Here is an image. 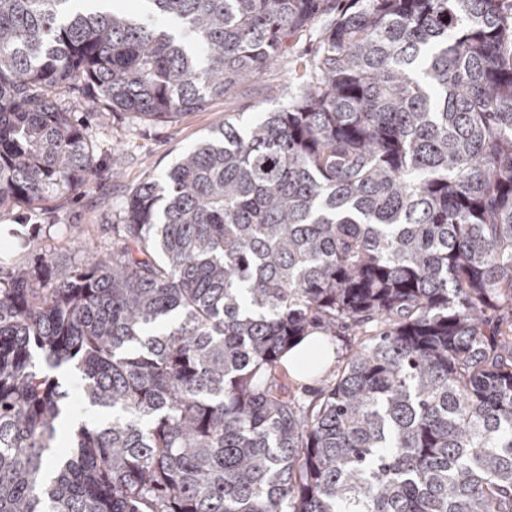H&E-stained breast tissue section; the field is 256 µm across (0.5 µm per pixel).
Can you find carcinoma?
Listing matches in <instances>:
<instances>
[{
    "label": "carcinoma",
    "mask_w": 512,
    "mask_h": 512,
    "mask_svg": "<svg viewBox=\"0 0 512 512\" xmlns=\"http://www.w3.org/2000/svg\"><path fill=\"white\" fill-rule=\"evenodd\" d=\"M80 2L0 0V206L93 173L86 89L166 121L316 36L112 251L0 281V512H512V0ZM342 325L322 391L282 396ZM70 363L112 418L67 423ZM329 339L335 348L328 343L319 346L316 336H308L299 345L288 351L283 360V365L288 373L293 376L299 375L298 371L302 365H323L331 361L323 369L326 371L336 370L341 365V360L347 353L349 346L355 342L354 331L352 329L339 328L336 329V336L329 337ZM333 355L334 359L332 360ZM288 373L281 364L279 368L280 383L283 391L288 396L295 395L298 398L308 399L323 387V382L318 377L310 379L305 383L294 379Z\"/></svg>",
    "instance_id": "1"
}]
</instances>
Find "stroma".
Masks as SVG:
<instances>
[{"mask_svg":"<svg viewBox=\"0 0 512 512\" xmlns=\"http://www.w3.org/2000/svg\"><path fill=\"white\" fill-rule=\"evenodd\" d=\"M312 39L307 31L290 37L278 64L259 78L231 89L203 110L169 122L139 121L119 112L88 116V102L97 96L96 91H89L88 101L77 105L74 112L88 117L86 125L96 143V170L75 192H51L39 203L0 209V278L36 270L46 262L81 265L84 254L67 245L73 236L99 249H110L122 230L128 194L145 179L161 177L224 120L242 127L282 106L296 87L295 61L305 55ZM116 147L123 152L117 175L112 172Z\"/></svg>","mask_w":512,"mask_h":512,"instance_id":"stroma-1","label":"stroma"}]
</instances>
